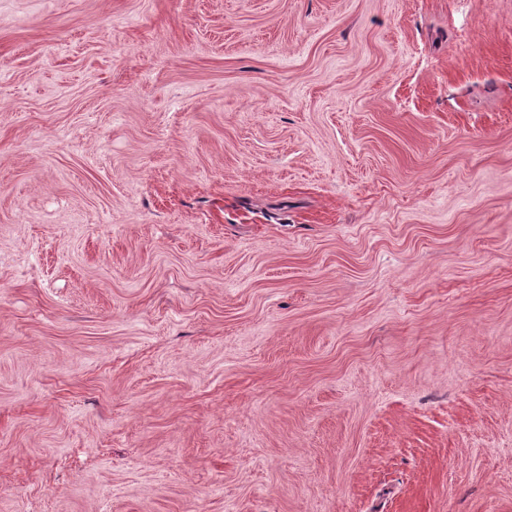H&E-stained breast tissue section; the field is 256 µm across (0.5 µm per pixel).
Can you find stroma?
I'll list each match as a JSON object with an SVG mask.
<instances>
[{
  "instance_id": "stroma-1",
  "label": "stroma",
  "mask_w": 512,
  "mask_h": 512,
  "mask_svg": "<svg viewBox=\"0 0 512 512\" xmlns=\"http://www.w3.org/2000/svg\"><path fill=\"white\" fill-rule=\"evenodd\" d=\"M0 512H512V0H0Z\"/></svg>"
}]
</instances>
